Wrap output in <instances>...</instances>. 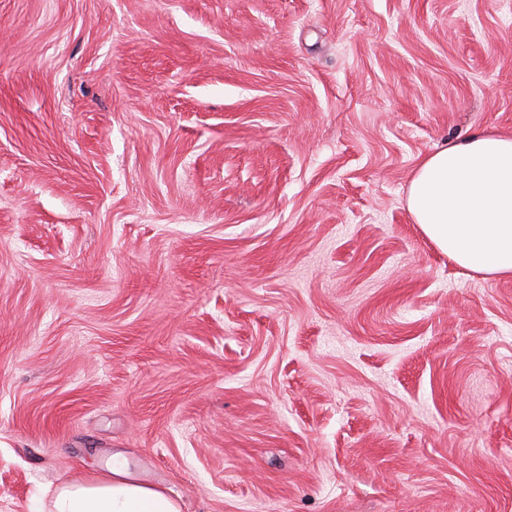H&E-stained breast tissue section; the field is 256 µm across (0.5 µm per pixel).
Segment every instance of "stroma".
I'll use <instances>...</instances> for the list:
<instances>
[{
    "mask_svg": "<svg viewBox=\"0 0 512 512\" xmlns=\"http://www.w3.org/2000/svg\"><path fill=\"white\" fill-rule=\"evenodd\" d=\"M512 135V0H0V512H512V279L406 209ZM40 512H182V507L165 489L131 481L124 460L115 457L105 476L62 483Z\"/></svg>",
    "mask_w": 512,
    "mask_h": 512,
    "instance_id": "obj_1",
    "label": "stroma"
}]
</instances>
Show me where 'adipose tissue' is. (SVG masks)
Segmentation results:
<instances>
[{"label": "adipose tissue", "instance_id": "adipose-tissue-1", "mask_svg": "<svg viewBox=\"0 0 512 512\" xmlns=\"http://www.w3.org/2000/svg\"><path fill=\"white\" fill-rule=\"evenodd\" d=\"M407 210L423 235L464 270L512 278V137L479 132L417 165ZM42 512H182L165 489L129 479L113 458L105 476L66 481Z\"/></svg>", "mask_w": 512, "mask_h": 512}]
</instances>
